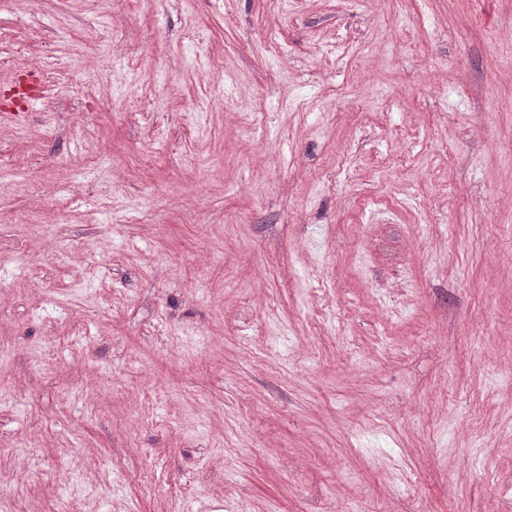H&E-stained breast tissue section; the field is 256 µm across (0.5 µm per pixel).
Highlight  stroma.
Masks as SVG:
<instances>
[{
	"label": "stroma",
	"instance_id": "35a3bbf8",
	"mask_svg": "<svg viewBox=\"0 0 512 512\" xmlns=\"http://www.w3.org/2000/svg\"><path fill=\"white\" fill-rule=\"evenodd\" d=\"M0 504L512 512V0H0Z\"/></svg>",
	"mask_w": 512,
	"mask_h": 512
}]
</instances>
